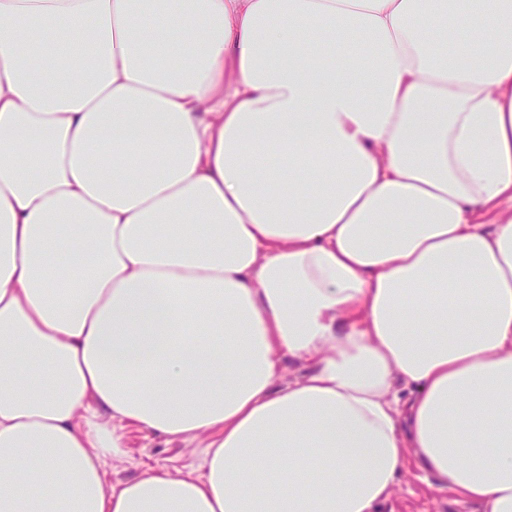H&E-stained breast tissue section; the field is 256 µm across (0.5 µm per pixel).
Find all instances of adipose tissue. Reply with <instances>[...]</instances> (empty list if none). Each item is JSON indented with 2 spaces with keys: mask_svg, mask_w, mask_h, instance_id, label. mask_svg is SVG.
<instances>
[{
  "mask_svg": "<svg viewBox=\"0 0 512 512\" xmlns=\"http://www.w3.org/2000/svg\"><path fill=\"white\" fill-rule=\"evenodd\" d=\"M130 425L202 475L108 482ZM412 462L512 512V0H0V512H377Z\"/></svg>",
  "mask_w": 512,
  "mask_h": 512,
  "instance_id": "1",
  "label": "adipose tissue"
}]
</instances>
